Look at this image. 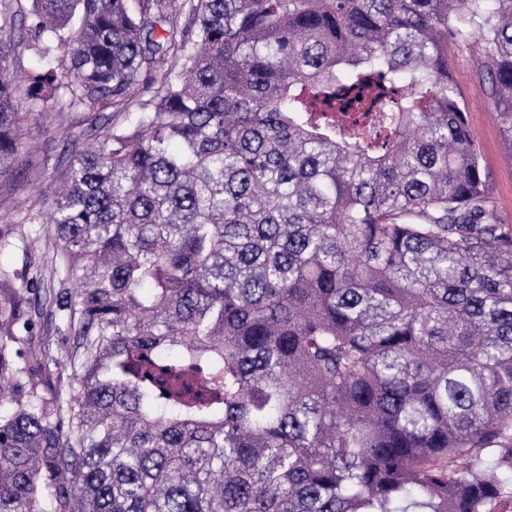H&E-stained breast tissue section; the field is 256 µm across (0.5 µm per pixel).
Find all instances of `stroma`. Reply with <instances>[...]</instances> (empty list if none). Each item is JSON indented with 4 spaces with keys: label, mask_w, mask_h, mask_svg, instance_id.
<instances>
[{
    "label": "stroma",
    "mask_w": 512,
    "mask_h": 512,
    "mask_svg": "<svg viewBox=\"0 0 512 512\" xmlns=\"http://www.w3.org/2000/svg\"><path fill=\"white\" fill-rule=\"evenodd\" d=\"M482 43L477 35L459 39L448 55V69L465 103V117L489 183L490 204L500 223L512 225V134L502 123L480 70ZM24 118L17 129L22 144L9 170L0 173V231L11 246L0 254V265L28 276L51 280V257L58 242L44 224H29L27 213L46 206L52 188L65 172L72 150L89 143L92 118L71 114L61 118L22 102ZM43 236L41 249L28 245L31 234ZM30 328H17L13 338L0 341L23 395L51 398L62 389L68 372L49 364L73 347V335L51 299L27 302Z\"/></svg>",
    "instance_id": "1"
}]
</instances>
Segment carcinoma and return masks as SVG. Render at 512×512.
I'll list each match as a JSON object with an SVG mask.
<instances>
[{"instance_id": "carcinoma-1", "label": "carcinoma", "mask_w": 512, "mask_h": 512, "mask_svg": "<svg viewBox=\"0 0 512 512\" xmlns=\"http://www.w3.org/2000/svg\"><path fill=\"white\" fill-rule=\"evenodd\" d=\"M27 32L0 170L22 92L150 96L98 115L49 205L78 347L63 400L0 418V512H494L512 225L448 48L478 35L512 134V0H32ZM22 301L3 274L0 337Z\"/></svg>"}]
</instances>
